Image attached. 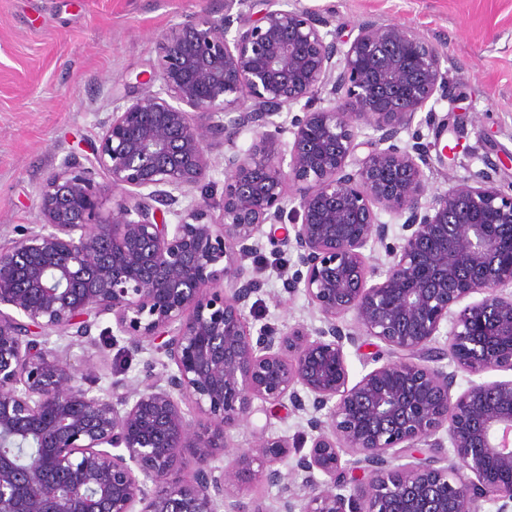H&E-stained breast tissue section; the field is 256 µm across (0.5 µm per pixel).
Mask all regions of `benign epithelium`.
Wrapping results in <instances>:
<instances>
[{"mask_svg":"<svg viewBox=\"0 0 512 512\" xmlns=\"http://www.w3.org/2000/svg\"><path fill=\"white\" fill-rule=\"evenodd\" d=\"M251 2L164 30L150 76L160 88L114 110L87 164L45 181L38 229L0 245V446L37 449L0 452V512H241L255 479L301 480L274 512H482L485 501L512 512V187L480 170L429 200L428 146L400 138L449 98L446 52L395 23H363L340 43L328 17L281 0L248 22ZM296 106L290 127L274 120ZM218 140L229 146L219 215L203 194L168 223ZM98 175L121 193L108 213ZM380 210L403 220L400 243ZM287 219L288 293L303 288L321 326L256 329L243 262L260 237L275 241L265 225ZM105 315L133 343L162 340L175 369L94 394L35 339L84 338ZM372 339L408 360L352 385L345 347ZM458 370L481 381L455 393ZM286 400L309 414V436L230 447L255 402ZM221 454L229 463L210 466ZM189 458L195 469L176 476Z\"/></svg>","mask_w":512,"mask_h":512,"instance_id":"benign-epithelium-1","label":"benign epithelium"}]
</instances>
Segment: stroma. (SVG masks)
I'll use <instances>...</instances> for the list:
<instances>
[{"label": "stroma", "instance_id": "obj_1", "mask_svg": "<svg viewBox=\"0 0 512 512\" xmlns=\"http://www.w3.org/2000/svg\"><path fill=\"white\" fill-rule=\"evenodd\" d=\"M330 17L337 40L354 38L365 21L415 29L448 54L450 100L435 107L419 133L430 143L428 192L492 165L512 184V0H298ZM224 0H0V244L40 223L38 195L65 164H81L116 107L144 92L159 56V36L201 7ZM258 289L247 313L254 325L316 328L320 315L303 292L288 294L281 261L287 247L261 240ZM111 316L74 345L63 332L46 347L67 358L94 391L115 382L132 389L166 357L151 342L133 347L113 337ZM308 416L292 407L255 411L231 434L235 448L254 447L260 435L296 438Z\"/></svg>", "mask_w": 512, "mask_h": 512}]
</instances>
